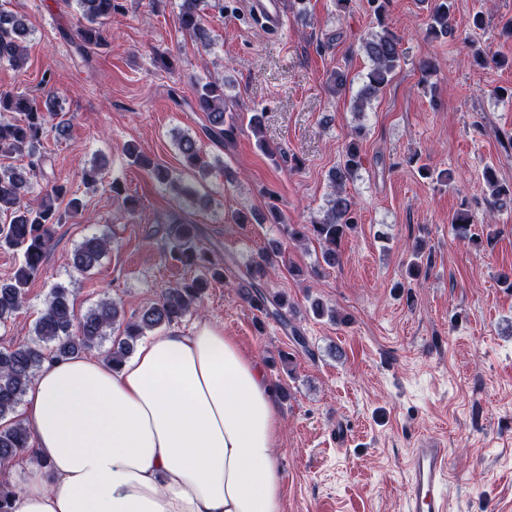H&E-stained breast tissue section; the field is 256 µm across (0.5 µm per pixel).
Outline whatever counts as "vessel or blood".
<instances>
[{"label": "vessel or blood", "instance_id": "obj_1", "mask_svg": "<svg viewBox=\"0 0 512 512\" xmlns=\"http://www.w3.org/2000/svg\"><path fill=\"white\" fill-rule=\"evenodd\" d=\"M250 14L268 31H281L283 19L277 0H252ZM447 464L448 451L441 444L432 442L414 449L405 495L406 512H448Z\"/></svg>", "mask_w": 512, "mask_h": 512}]
</instances>
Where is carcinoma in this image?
Segmentation results:
<instances>
[{"label":"carcinoma","instance_id":"obj_1","mask_svg":"<svg viewBox=\"0 0 512 512\" xmlns=\"http://www.w3.org/2000/svg\"><path fill=\"white\" fill-rule=\"evenodd\" d=\"M79 18L76 35L83 48H100L105 45V25L112 13L122 8L119 0H76ZM390 0H371L377 26L367 33L361 43V51L369 60L363 76V86L357 93L353 109L361 114L379 92L386 88L400 67L402 38L385 22ZM200 0H181L177 15L181 32L206 44L210 37L205 29L199 8ZM451 0H432L424 22V36L428 40L452 34L449 24ZM30 27L23 16L0 4V60L20 65L24 61V43ZM194 108L206 115L205 135L228 146L236 140L240 130L239 116L234 114L224 92V80L211 76L195 83ZM55 119L57 123L50 124ZM263 113L253 111L249 126L256 137L257 147L270 157L276 151L261 136ZM65 132L64 115L58 113L54 101L46 102V110H40L27 94L0 92V155L28 159L27 166L0 167V247L16 249L22 261L13 276L0 281V324L17 312L26 300V288L41 275L56 224L75 217L82 211L77 198L68 202V209H59L58 201L65 198V185L48 180L46 156L40 152L47 128ZM366 129L355 127L345 142L342 159L328 173L332 192L322 216L308 224H286L280 207L271 203L267 211L239 210L234 215L237 224H282L288 240L301 242L312 239L321 248L322 261L334 266L340 261L338 246L342 239L358 225L356 203L346 193L345 186L352 181L363 165L362 140ZM178 150L185 167L196 172L202 179L208 177L213 166L204 156L198 141L190 136L180 138ZM131 163L147 170L163 186L175 192L176 197L187 195L177 186L168 171L151 162L137 148H127ZM483 177L490 189L493 207L503 209L512 206V184L499 181L496 170L488 166ZM46 181L41 197L27 200L33 180ZM112 196L122 200L125 213H138V200L128 194L123 183L113 180L109 185ZM474 216L468 210H459L451 218L457 235H468ZM178 241V260L185 266L199 269L195 277L176 283L165 289L161 296L140 315L124 320L120 304L110 297L101 299L82 314L75 311L70 302V289L58 283L47 298L45 308L33 327L34 339L12 348L0 350V420L10 417L16 410L36 374L47 362L64 360L75 354L111 340L106 361L114 367L129 358L140 338L147 332L167 328L179 323L197 309L203 294L211 282L221 278L229 270V263L219 265L207 249L197 245L193 222L178 223L174 230ZM110 237L102 233L85 239L72 254V266L87 273L97 267L108 253ZM285 261L280 243L274 242L266 253L253 260L244 272L248 286L243 290L247 303L266 317L279 322L290 330L294 342L305 347V338L294 324L296 312L290 308L284 294H272L264 284L266 267L276 261ZM32 433L21 423H13L0 429V467L7 466L14 458L31 447Z\"/></svg>","mask_w":512,"mask_h":512}]
</instances>
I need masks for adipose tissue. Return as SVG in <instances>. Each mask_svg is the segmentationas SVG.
I'll return each instance as SVG.
<instances>
[{
    "label": "adipose tissue",
    "instance_id": "ef3b65f1",
    "mask_svg": "<svg viewBox=\"0 0 512 512\" xmlns=\"http://www.w3.org/2000/svg\"><path fill=\"white\" fill-rule=\"evenodd\" d=\"M11 512H282L281 414L261 363L207 320L145 341L120 368L45 364Z\"/></svg>",
    "mask_w": 512,
    "mask_h": 512
}]
</instances>
